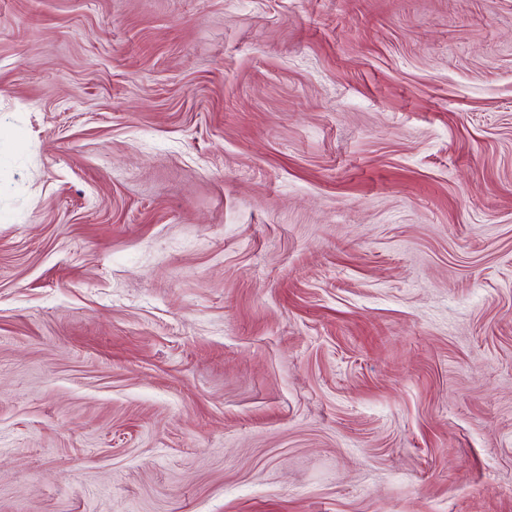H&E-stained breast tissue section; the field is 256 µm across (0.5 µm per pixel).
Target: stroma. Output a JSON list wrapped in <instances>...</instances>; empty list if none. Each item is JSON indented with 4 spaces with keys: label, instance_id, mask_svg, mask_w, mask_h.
<instances>
[{
    "label": "stroma",
    "instance_id": "1",
    "mask_svg": "<svg viewBox=\"0 0 512 512\" xmlns=\"http://www.w3.org/2000/svg\"><path fill=\"white\" fill-rule=\"evenodd\" d=\"M0 512H512V0H0Z\"/></svg>",
    "mask_w": 512,
    "mask_h": 512
}]
</instances>
